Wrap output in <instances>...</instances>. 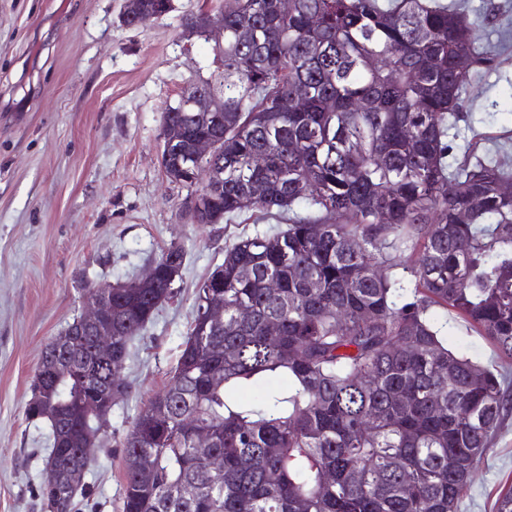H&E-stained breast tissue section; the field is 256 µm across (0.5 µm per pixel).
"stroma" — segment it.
<instances>
[{
	"mask_svg": "<svg viewBox=\"0 0 512 512\" xmlns=\"http://www.w3.org/2000/svg\"><path fill=\"white\" fill-rule=\"evenodd\" d=\"M172 0L169 13L123 26V0H0V512H42L37 485L49 446L46 423L23 406L46 344L82 308L88 279L126 280L170 244L187 255L176 295L136 339L121 373L130 393L112 405L113 427L167 384L193 318L197 288L243 235L286 223L257 212L221 224L192 223L187 187L161 166L162 113L191 81L221 66L220 47L188 33L203 5ZM476 32L497 44L498 65L476 78L470 121L449 134L454 156L512 155V0H462ZM448 347L484 365L492 346L456 314ZM119 448L97 449L80 512H122ZM512 488V409L459 512H495Z\"/></svg>",
	"mask_w": 512,
	"mask_h": 512,
	"instance_id": "35a3bbf8",
	"label": "stroma"
}]
</instances>
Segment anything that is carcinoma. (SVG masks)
<instances>
[{
	"instance_id": "carcinoma-1",
	"label": "carcinoma",
	"mask_w": 512,
	"mask_h": 512,
	"mask_svg": "<svg viewBox=\"0 0 512 512\" xmlns=\"http://www.w3.org/2000/svg\"><path fill=\"white\" fill-rule=\"evenodd\" d=\"M126 8L160 17L172 0ZM214 18L224 19L222 71L192 93L222 95L224 111L168 105L161 135L176 134L181 152L164 172L188 187L190 164L222 174L199 224L255 210L288 215V227L225 248L195 293L170 380L125 431L79 420L77 407L91 390L129 392L112 362L174 297L184 246L166 248L133 292L112 285V352L95 374L43 378L60 356L91 354L77 322L46 345L24 406L50 427L42 506L74 512L84 491L74 469L86 472L112 440L122 512H458L512 382V165L472 151L448 161L471 77L496 56L442 0H292L286 13L279 0H224ZM199 134L219 147L197 164ZM450 310L501 364L448 349L439 320ZM270 320L280 335L266 334ZM271 377L284 387L233 396ZM196 427L212 432L224 470L197 459Z\"/></svg>"
}]
</instances>
